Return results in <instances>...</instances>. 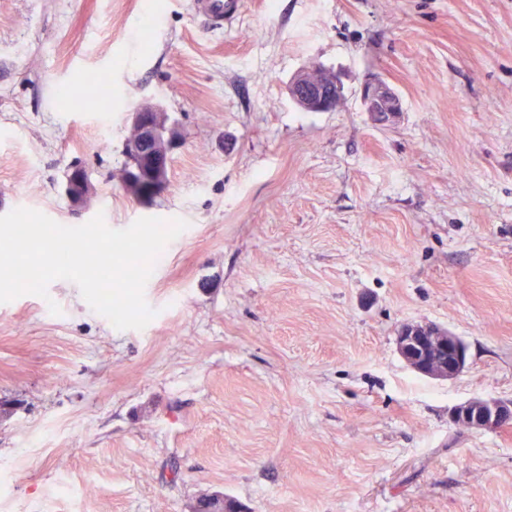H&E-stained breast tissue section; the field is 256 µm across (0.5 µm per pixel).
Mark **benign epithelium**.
<instances>
[{
	"mask_svg": "<svg viewBox=\"0 0 512 512\" xmlns=\"http://www.w3.org/2000/svg\"><path fill=\"white\" fill-rule=\"evenodd\" d=\"M294 102L307 112L336 110L343 100V83L334 74L328 81L312 83L298 76L289 86ZM361 100L376 121L385 123L401 111L398 95L381 79L363 84ZM164 109L160 104L146 105L131 113L133 135L125 144L131 165L124 172L128 183L146 184L154 190L166 182L168 160L176 138L159 136ZM92 190L86 169L72 165L65 177L64 191L75 206L84 204ZM400 356L416 373L432 379L447 380L461 373L467 364L464 342L453 333L434 325H403L396 336ZM450 419L456 424L480 431H493L512 424V401L473 397L454 407Z\"/></svg>",
	"mask_w": 512,
	"mask_h": 512,
	"instance_id": "7a95c632",
	"label": "benign epithelium"
}]
</instances>
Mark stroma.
Here are the masks:
<instances>
[{
	"instance_id": "35a3bbf8",
	"label": "stroma",
	"mask_w": 512,
	"mask_h": 512,
	"mask_svg": "<svg viewBox=\"0 0 512 512\" xmlns=\"http://www.w3.org/2000/svg\"><path fill=\"white\" fill-rule=\"evenodd\" d=\"M194 2L0 0V215L187 223L143 329L66 280L0 303V512H512V428L449 417L512 400V0H243L222 28ZM318 68L335 111L288 94ZM101 76L95 107L60 105ZM157 101L182 142L140 201L128 114ZM406 323L459 336L464 371L414 372ZM327 82L312 83L306 76H298L289 86L294 102L307 112L336 110L343 100V83L340 75L331 74ZM361 100L366 112H371L375 120L381 123L390 122L401 110L398 95L381 79H373L363 84ZM92 190L86 169L79 164L72 165L65 177L64 191L74 206H82ZM453 423L480 431H493L512 424V401L473 397L450 412Z\"/></svg>"
}]
</instances>
